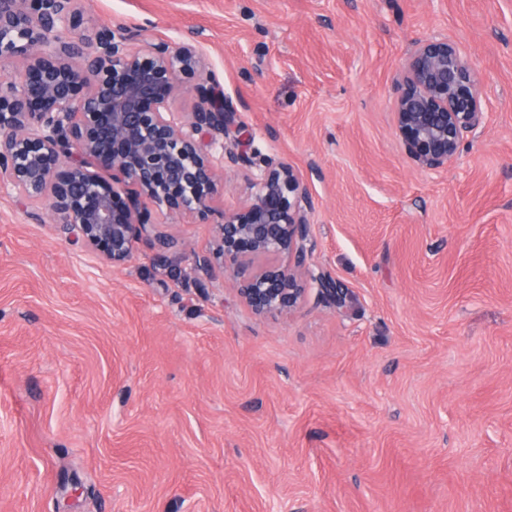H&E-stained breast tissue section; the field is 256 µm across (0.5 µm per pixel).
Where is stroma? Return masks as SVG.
Instances as JSON below:
<instances>
[{
    "label": "stroma",
    "instance_id": "35a3bbf8",
    "mask_svg": "<svg viewBox=\"0 0 512 512\" xmlns=\"http://www.w3.org/2000/svg\"><path fill=\"white\" fill-rule=\"evenodd\" d=\"M141 42L201 35L245 156L312 194L309 290L259 316L206 219L115 268L0 192V512H512V0H81ZM459 41L482 125L447 170L403 153L391 79Z\"/></svg>",
    "mask_w": 512,
    "mask_h": 512
}]
</instances>
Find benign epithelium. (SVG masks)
<instances>
[{
  "instance_id": "obj_1",
  "label": "benign epithelium",
  "mask_w": 512,
  "mask_h": 512,
  "mask_svg": "<svg viewBox=\"0 0 512 512\" xmlns=\"http://www.w3.org/2000/svg\"><path fill=\"white\" fill-rule=\"evenodd\" d=\"M79 2L0 0V64L13 65L0 77V192L41 205L87 252L121 267L143 240L178 245L153 212L208 217L215 157L251 161L226 146L235 107L203 75L195 41L137 47L129 31L85 27ZM181 87L198 98L192 112L172 110ZM392 91L400 145L424 170L447 167L483 119L477 76L446 36L416 43ZM248 189L224 210L213 257H195V270L220 264L257 314L293 310L308 286L343 308L344 289L308 264L315 202L292 166L263 159Z\"/></svg>"
}]
</instances>
